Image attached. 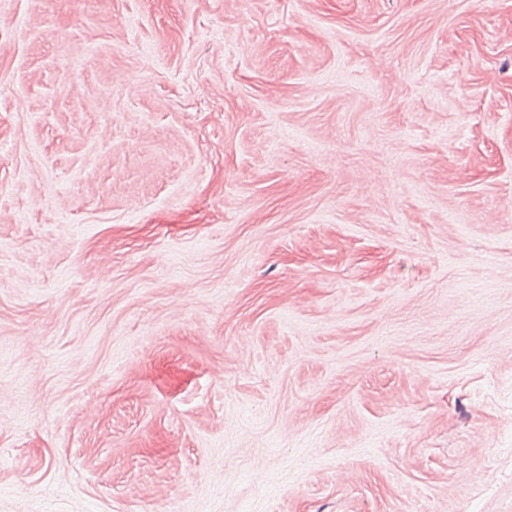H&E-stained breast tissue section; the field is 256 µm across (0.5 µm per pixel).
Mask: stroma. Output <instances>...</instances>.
<instances>
[{
    "label": "stroma",
    "mask_w": 512,
    "mask_h": 512,
    "mask_svg": "<svg viewBox=\"0 0 512 512\" xmlns=\"http://www.w3.org/2000/svg\"><path fill=\"white\" fill-rule=\"evenodd\" d=\"M0 512H512V0H0Z\"/></svg>",
    "instance_id": "1"
}]
</instances>
